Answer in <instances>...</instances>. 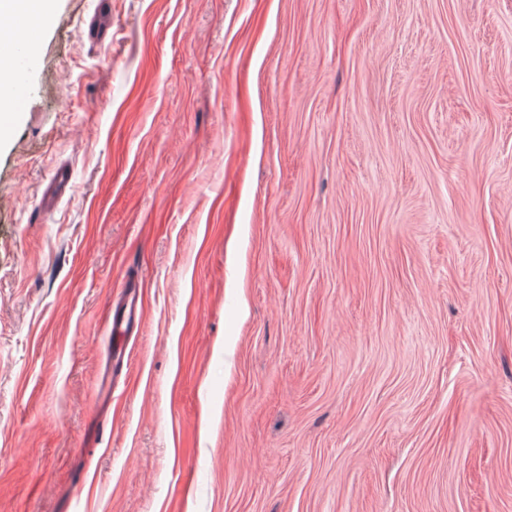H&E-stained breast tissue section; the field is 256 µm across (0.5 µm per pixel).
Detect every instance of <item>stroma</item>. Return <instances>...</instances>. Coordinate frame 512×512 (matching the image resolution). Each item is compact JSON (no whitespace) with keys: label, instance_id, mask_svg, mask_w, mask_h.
Returning <instances> with one entry per match:
<instances>
[{"label":"stroma","instance_id":"stroma-1","mask_svg":"<svg viewBox=\"0 0 512 512\" xmlns=\"http://www.w3.org/2000/svg\"><path fill=\"white\" fill-rule=\"evenodd\" d=\"M14 29L0 512H512V0ZM112 28V13L108 12L104 6L97 8L90 19L82 35L89 41H101L108 31ZM69 182V171L63 167L58 168L52 177L49 187L43 194L44 204L47 207L54 206L66 191Z\"/></svg>","mask_w":512,"mask_h":512}]
</instances>
